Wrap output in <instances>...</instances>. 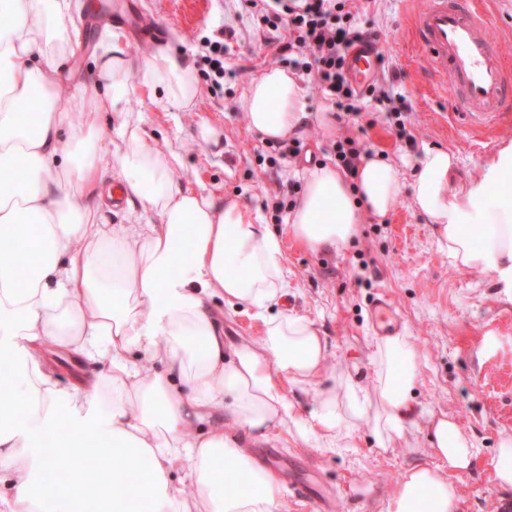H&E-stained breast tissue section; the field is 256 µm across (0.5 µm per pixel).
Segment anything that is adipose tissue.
<instances>
[{"mask_svg":"<svg viewBox=\"0 0 512 512\" xmlns=\"http://www.w3.org/2000/svg\"><path fill=\"white\" fill-rule=\"evenodd\" d=\"M71 9V0H0V367L9 375L0 477L10 483L0 512H273L283 486L251 444L292 425L338 448L368 421L387 447L422 415L412 398L417 356L408 336H388L374 350L372 391L328 377L315 323L276 310L288 292L278 236L236 200L174 182L176 156L147 141L141 117L120 112L100 130L137 76L189 109L200 92L191 65L166 51L127 56L110 34L96 80L62 95ZM242 106L251 129L283 139L302 124L305 91L271 66ZM104 142L145 223H104L113 192L97 164ZM456 165L429 147L407 160L364 159L352 181L316 166L288 231L309 248L339 250L405 194L459 270L490 274L512 300V143L479 179L454 184ZM215 298L250 308L261 336L225 335ZM51 354L100 369L63 385ZM288 383L317 386L309 417L289 401ZM427 439L436 464L410 467L382 512H456L450 476L470 468L477 448L445 417L431 419ZM62 461L77 473L65 484L55 478ZM179 466L193 498L173 481Z\"/></svg>","mask_w":512,"mask_h":512,"instance_id":"adipose-tissue-1","label":"adipose tissue"}]
</instances>
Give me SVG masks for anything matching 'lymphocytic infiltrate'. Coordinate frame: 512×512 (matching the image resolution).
<instances>
[{"instance_id":"obj_1","label":"lymphocytic infiltrate","mask_w":512,"mask_h":512,"mask_svg":"<svg viewBox=\"0 0 512 512\" xmlns=\"http://www.w3.org/2000/svg\"><path fill=\"white\" fill-rule=\"evenodd\" d=\"M260 26L277 33V50L287 54L296 73L310 79L335 109L337 120L360 115L366 101L384 112L402 115L409 105L393 86L375 81L353 85L346 69L349 49L361 41L376 42V33L357 19L366 9L361 0H248Z\"/></svg>"}]
</instances>
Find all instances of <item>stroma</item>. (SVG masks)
I'll list each match as a JSON object with an SVG mask.
<instances>
[{"mask_svg":"<svg viewBox=\"0 0 512 512\" xmlns=\"http://www.w3.org/2000/svg\"><path fill=\"white\" fill-rule=\"evenodd\" d=\"M68 23V51L60 62L62 93L97 75L95 51L111 26L107 0H75ZM140 13L167 29L160 44L137 43L119 34L126 51L145 58L163 49L200 62V44L233 28L224 61V86L200 84L190 109L179 111L155 91L136 84L119 109L142 115L150 144L175 153L172 171L180 184L240 202L258 223L277 232L291 292L285 311L313 320L327 345L328 363L371 386V356L378 339L372 302L388 294L418 354L416 401L436 415L455 420L472 435L479 454L469 472L454 477L458 512H512V491L494 482L501 432H512V302L503 301L490 275L462 271L438 246L429 219L401 197L392 213L372 217L341 251H314L288 233L287 218H276L274 199H298L303 170L334 162L339 141L359 140L371 154L395 158L414 147H440L456 154L460 180L479 178L485 157L512 140V101L486 135L449 104L439 80L412 37V19L426 0H377L360 15L362 27L379 35L385 71L406 96L411 110L404 124L367 104L357 121L339 124L321 92L307 89L306 116L297 136L298 156L274 159L270 140L250 129L242 98L253 77L271 65L290 68L287 55L268 45L256 29L245 0H136ZM211 129L203 138L202 129ZM411 131L416 146L401 130ZM254 456L278 474L284 495L275 512H380L406 469L431 460L421 429L388 447L377 446L368 423H360L350 447L328 450L303 442L295 431L274 442H256Z\"/></svg>","mask_w":512,"mask_h":512,"instance_id":"stroma-1","label":"stroma"}]
</instances>
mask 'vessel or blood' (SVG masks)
Here are the masks:
<instances>
[{
  "label": "vessel or blood",
  "instance_id": "b4317fda",
  "mask_svg": "<svg viewBox=\"0 0 512 512\" xmlns=\"http://www.w3.org/2000/svg\"><path fill=\"white\" fill-rule=\"evenodd\" d=\"M418 47L441 80L449 101L472 125L496 123L512 96V63L498 53L488 12L482 0H428L414 26ZM348 63L357 82L366 83L376 70V53L353 47ZM374 323L384 335L399 325L388 296L373 304Z\"/></svg>",
  "mask_w": 512,
  "mask_h": 512
}]
</instances>
